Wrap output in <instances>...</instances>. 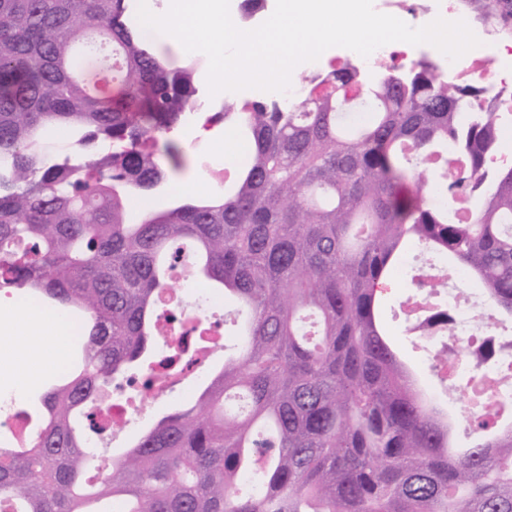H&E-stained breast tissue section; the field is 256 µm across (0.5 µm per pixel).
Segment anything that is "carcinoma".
Wrapping results in <instances>:
<instances>
[{"label": "carcinoma", "mask_w": 512, "mask_h": 512, "mask_svg": "<svg viewBox=\"0 0 512 512\" xmlns=\"http://www.w3.org/2000/svg\"><path fill=\"white\" fill-rule=\"evenodd\" d=\"M135 0H0V293L59 312L81 364L41 397L44 424L0 441V512H512V425L486 400L442 404L378 318L409 243L449 256L501 328L512 322V166L498 114L419 61L362 77L329 67L302 94L230 100L205 123L245 146L230 187L134 219L136 192L184 166L160 140L197 109L200 60L171 67ZM101 59L115 97L82 61ZM64 132L82 160H57ZM112 150L100 154L98 143ZM220 292L240 339L197 400L119 455L92 408L150 367L179 275ZM409 297L437 305L417 270ZM152 352L154 365L138 360ZM484 439L457 447L458 430Z\"/></svg>", "instance_id": "1"}]
</instances>
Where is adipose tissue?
<instances>
[{"label": "adipose tissue", "mask_w": 512, "mask_h": 512, "mask_svg": "<svg viewBox=\"0 0 512 512\" xmlns=\"http://www.w3.org/2000/svg\"><path fill=\"white\" fill-rule=\"evenodd\" d=\"M21 335L25 354L0 347V380L17 391L40 384L47 373L60 366L66 355L68 334L59 316L0 305V333Z\"/></svg>", "instance_id": "ef3b65f1"}]
</instances>
